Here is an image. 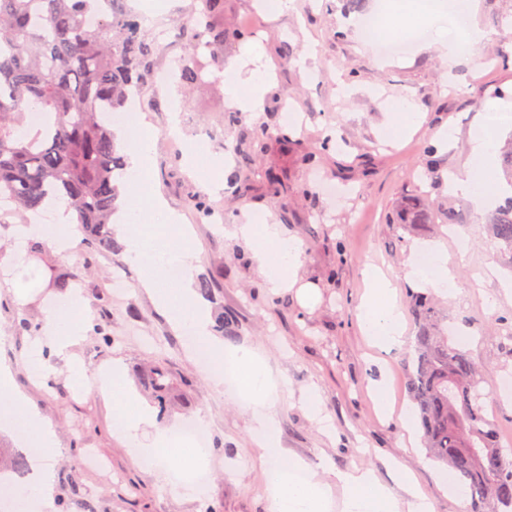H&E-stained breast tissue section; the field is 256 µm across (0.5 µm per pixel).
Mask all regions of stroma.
I'll use <instances>...</instances> for the list:
<instances>
[{
    "instance_id": "35a3bbf8",
    "label": "stroma",
    "mask_w": 512,
    "mask_h": 512,
    "mask_svg": "<svg viewBox=\"0 0 512 512\" xmlns=\"http://www.w3.org/2000/svg\"><path fill=\"white\" fill-rule=\"evenodd\" d=\"M468 10L486 32L470 64L449 67L444 28L409 51L382 56L377 42L361 38L359 15L343 0H294L291 13H263L259 0H224V26L253 33L261 50L244 56L242 46L224 47L225 66L255 73L265 80L263 112H238L235 124L224 122L229 110L223 68L207 70L205 85L191 94L170 84L157 92L145 83V129L153 167L147 178L132 174L125 187L146 181L192 233L198 257L196 278L215 281L218 291L207 300L211 315L225 313L237 321L226 348L249 346L262 355L281 382L277 408L281 446L305 474L330 483L334 501L345 490L337 473L368 469L386 484L394 468L413 470L434 512H469L458 486L441 483L443 465L429 458L421 440H410L404 416L414 413L407 389V367L414 354L415 321L411 294L432 298L442 326L453 331L479 370L493 374L497 385L485 401V415L502 448L512 451V263L490 236L482 213L466 200L450 196L449 173L470 161L469 132L485 116L487 104L512 99V0H467ZM139 16L161 15L168 25L162 36L178 46L177 25L195 0H128ZM412 99L421 114L410 133L394 132L397 108ZM285 129L296 149L288 157L257 156L249 175L228 187L218 162L235 166L240 143L261 131ZM339 141L324 149L326 129ZM448 139H441L439 131ZM439 148V184L423 173L427 145ZM276 170L281 184L266 179ZM422 194L460 211L461 223L392 224L388 218L412 196ZM199 196L224 218L216 224L201 217L191 199ZM254 215L279 224L302 247V282L315 287L312 300L296 289L270 291L250 260V245L226 235V227ZM439 243L456 263L460 290L448 294L407 280L422 244ZM84 243L69 251L46 247L24 262L32 271L24 299L0 291V358L11 363L18 390L50 420L58 434L52 461L55 492L69 512H271L265 472L268 460L257 447L251 410L238 392L214 388L190 357L165 313L139 285L140 272L126 252L96 255L85 267ZM380 267L391 279L405 325L406 343L390 352L371 346L359 318L366 289L364 271ZM129 286L115 294L116 273ZM69 285L57 287L54 276ZM79 290L92 321L108 318L111 342L87 332L73 351L88 372L119 367L126 389L137 403L156 407L142 372L163 365L171 389L158 426L196 416L205 421L209 464L201 493L175 490L170 481L143 472L118 433L111 398L75 388L63 364L45 375L29 368L34 336L19 320L41 325L47 307L63 303ZM390 390L391 414H383L373 396L374 382ZM321 400L320 416L302 402L308 389ZM95 453L106 467L88 465Z\"/></svg>"
}]
</instances>
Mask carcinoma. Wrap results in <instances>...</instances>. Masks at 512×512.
I'll list each match as a JSON object with an SVG mask.
<instances>
[{"label": "carcinoma", "mask_w": 512, "mask_h": 512, "mask_svg": "<svg viewBox=\"0 0 512 512\" xmlns=\"http://www.w3.org/2000/svg\"><path fill=\"white\" fill-rule=\"evenodd\" d=\"M125 2L0 0V199L12 204L0 213V223L65 197L89 258L117 248L112 216L127 163L112 114L139 93L162 51ZM236 35L224 28V0H199L194 20L186 16L179 25L182 81L199 84L207 66L224 65V43ZM35 109L54 120L32 136L25 119ZM256 153L251 145L240 154L227 183L247 176ZM404 216L409 224L435 219L422 198L410 199ZM485 223L512 256V196ZM412 311L415 357L407 387L428 455L456 471L472 512H512V455L502 451L484 415L477 368L468 352L448 344L429 300L413 296ZM144 379L165 405L168 372L154 365Z\"/></svg>", "instance_id": "cac0c4a2"}]
</instances>
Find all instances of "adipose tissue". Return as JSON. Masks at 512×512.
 <instances>
[{
	"label": "adipose tissue",
	"instance_id": "ef3b65f1",
	"mask_svg": "<svg viewBox=\"0 0 512 512\" xmlns=\"http://www.w3.org/2000/svg\"><path fill=\"white\" fill-rule=\"evenodd\" d=\"M498 139L495 131L479 127L470 137L471 163L463 171L451 174L448 193L467 199L475 210H483L491 201L486 176L495 167ZM232 236L246 238L252 246V259L265 275L272 288H298L300 294L311 292L310 285L299 284L301 247L297 239L287 236L280 225L265 224L255 227L242 224L234 227ZM22 240H39L57 250L71 249L78 240V231L72 216L65 207L54 210L53 223H46L38 214H30L29 221L20 225ZM432 268L410 266L408 278L426 282L436 289L456 291L455 266L447 250L432 246ZM366 279L369 293L360 305V318L374 345L391 349L405 342L402 314L397 305L391 282L376 268L369 269ZM80 293H72L68 300L48 309L43 333L47 355L31 362L33 371L44 372L49 359L63 361L72 381L88 391L111 396L113 402L126 400L119 375H91L77 362L71 352L91 324L82 313ZM0 431L15 437L22 444H36L39 452L32 459L37 482L34 486L20 488L21 497L32 501L36 512H55L53 496L54 474L52 460L56 454L57 432L54 425L31 406L27 396L14 386L13 368L0 361ZM119 432L131 447L136 464L145 472L163 469L166 448L173 433L169 427H155L152 411L139 407L136 414L122 417ZM398 485L404 498L395 494L368 471L353 470L339 473L338 478L347 489L341 512H431L432 506L410 469L397 467Z\"/></svg>",
	"mask_w": 512,
	"mask_h": 512
}]
</instances>
